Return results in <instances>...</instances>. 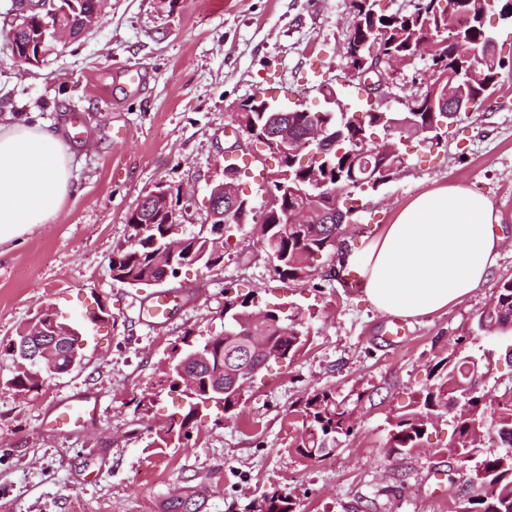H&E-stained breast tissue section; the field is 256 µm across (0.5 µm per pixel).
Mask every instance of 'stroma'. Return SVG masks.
Masks as SVG:
<instances>
[{
    "label": "stroma",
    "instance_id": "obj_1",
    "mask_svg": "<svg viewBox=\"0 0 512 512\" xmlns=\"http://www.w3.org/2000/svg\"><path fill=\"white\" fill-rule=\"evenodd\" d=\"M348 0H108L96 25L40 66L18 62L0 27V125L46 126L72 156L79 193L45 224H21L0 246V512H250L275 492L299 512H448L464 477L448 455L452 427L441 417L426 447L387 455L389 421L427 385L429 369L460 351H477V327L501 279L512 278V19L489 10L487 26L502 70L487 103L462 113L440 144L410 139L404 168L358 196L356 219L368 244L419 194L450 184L474 188L493 203L502 238L487 281L434 315L408 320L392 342L390 315L361 288L315 271L307 282L272 272L253 224L238 231L210 271L183 269L167 289L188 291L171 319L145 324L141 293L113 280V250L128 236L127 215L154 185L179 192L186 212L176 237L198 232L210 188L223 180L225 134L236 106L262 95L320 110L323 87L362 108L365 96L346 69ZM323 74L311 78V62ZM144 76L129 88L125 72ZM419 60L389 78L384 108L398 111L407 92L425 88ZM85 134L71 140L68 117ZM258 291L264 304L302 313L308 342L293 359L270 364L244 394L237 419L222 407L201 408L187 444L160 448L152 426L177 409L163 367L175 342L224 330V289ZM85 324L80 367L22 395L11 386L16 364L5 352L45 305ZM327 389L359 393L354 430L329 454L309 459L297 445L300 403ZM85 394L99 417L71 435L46 430L57 400ZM450 473L447 498L432 496L429 477Z\"/></svg>",
    "mask_w": 512,
    "mask_h": 512
}]
</instances>
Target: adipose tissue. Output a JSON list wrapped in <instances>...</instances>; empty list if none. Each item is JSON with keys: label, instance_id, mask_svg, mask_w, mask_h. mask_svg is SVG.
I'll list each match as a JSON object with an SVG mask.
<instances>
[{"label": "adipose tissue", "instance_id": "adipose-tissue-1", "mask_svg": "<svg viewBox=\"0 0 512 512\" xmlns=\"http://www.w3.org/2000/svg\"><path fill=\"white\" fill-rule=\"evenodd\" d=\"M77 192L54 130L0 129V245L20 224L51 220ZM500 221L481 192L449 185L424 192L385 225L365 259L361 286L380 312L422 318L471 295L499 256Z\"/></svg>", "mask_w": 512, "mask_h": 512}]
</instances>
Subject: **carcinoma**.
I'll use <instances>...</instances> for the list:
<instances>
[{"mask_svg":"<svg viewBox=\"0 0 512 512\" xmlns=\"http://www.w3.org/2000/svg\"><path fill=\"white\" fill-rule=\"evenodd\" d=\"M97 0H65L69 10V24L74 38L81 36L84 15L96 9ZM421 6L402 14L391 13L379 18L386 19L388 37L385 49L401 54L409 52L410 46L419 40L424 29L428 27H446L451 18L458 13L466 18L456 20V27L447 32L451 43L448 45L447 59L442 61V70L455 72V63L471 51L480 41L489 36L483 17L491 0H418ZM353 15L360 22L356 31L354 45L373 37L370 9L366 0H351ZM38 23H33L30 31H9L5 46L10 52L23 53L30 42L44 41L43 51L54 47L51 38L43 37V32L36 31ZM503 62L482 66V77L467 86L466 94L482 104L491 95L487 87L496 84L499 69ZM288 133L296 138L304 137L310 125L325 124L334 126L335 120L328 119L326 112H290L288 113ZM354 144L348 140L336 146L343 151L342 156L334 154L326 157L329 168L325 177L330 180L331 192L319 194L309 191H294L296 184L288 181V198L282 204L297 207L308 214L306 224H290L283 211H268L264 227L267 233L262 237L266 252L277 256L280 268L275 274L285 281L304 282L310 279L312 262L317 257L324 259L330 255V238L333 232L346 228L344 224L334 221L336 198L332 193L349 179L350 170H355L356 177L363 180V186L353 190L361 193L371 185L366 180L367 174L360 170L359 164L349 156ZM139 218L145 225H128L126 245L112 253V279L130 286L146 285L161 278L162 269L154 262L153 239L161 238L168 230L165 216L160 214L157 203L142 207ZM239 225H224V236L215 238L198 233L184 238L182 252L188 257H196L200 262L219 263L224 251L230 244ZM258 293L254 290L246 294H237L225 301L232 306L229 314L236 330L232 335L226 333L212 337L213 349L208 355V363L202 367V377L210 379L217 372L229 377L236 369L234 355L248 346L250 338L260 336L267 345V351L252 353L253 362L264 363L269 357L288 355L293 358L307 342L300 330L297 314L292 309H274L278 317L266 324H257L253 320V308L256 307ZM492 327L495 335H512V279L499 282L487 307L481 312L478 327ZM491 351L484 350L478 357L461 353L439 361L433 368L435 382L427 388L409 408L394 417L393 433L390 438V450L402 456L408 451L419 448L428 432V426L435 416L449 413L453 400L464 398L469 392V410L467 415L452 419L453 439L451 447L459 449V455L466 458L471 465L472 484L460 496L466 498L461 504L465 512H512V399L505 402L485 397L480 391L473 390L471 378L468 377L469 361L479 363L478 375H483L482 368L490 366ZM16 386L25 391H39L49 376L32 369H17L13 376ZM351 408L336 397L331 390H319L309 394L301 408L305 435L297 445L298 450L308 458H320L335 449L336 439L348 437L353 432L349 420ZM170 424L165 435L158 436V447H168L174 441H181V436L188 434L189 428L197 423V414L191 405L169 415ZM497 442V450L486 451L487 443ZM252 512H298L297 504L292 498L278 494L265 495L255 501Z\"/></svg>","mask_w":512,"mask_h":512,"instance_id":"carcinoma-1","label":"carcinoma"}]
</instances>
